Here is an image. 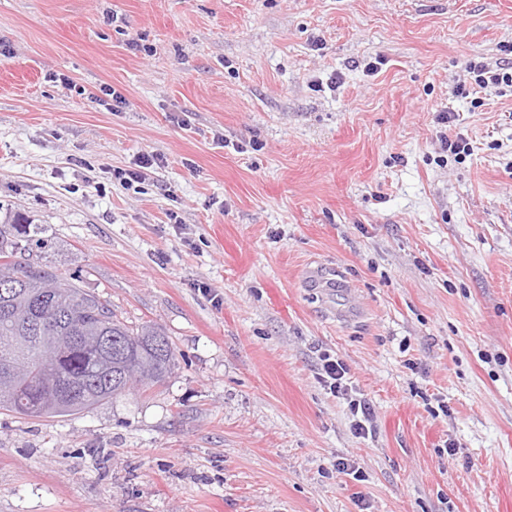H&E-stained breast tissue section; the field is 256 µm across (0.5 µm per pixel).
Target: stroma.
<instances>
[{
    "label": "stroma",
    "instance_id": "35a3bbf8",
    "mask_svg": "<svg viewBox=\"0 0 512 512\" xmlns=\"http://www.w3.org/2000/svg\"><path fill=\"white\" fill-rule=\"evenodd\" d=\"M474 62L512 63V0H0L23 262L179 353L88 412L1 410L0 512H512V87ZM469 69L472 70L471 72L473 74H475L474 81L479 88L502 84L512 86V66L492 69L481 64H470ZM508 69H510V72L507 71ZM321 367L318 372V379L331 394L335 396H348V387L344 383L345 374H347L346 365L330 353H324L321 356ZM349 406L352 416L354 418L352 424L354 431L362 436L368 435L371 428V425L369 426L370 428H368V426L366 425V423H370L371 421V409L368 402H366V400L362 398L353 399L351 397L349 401ZM359 412L361 414L360 417H358Z\"/></svg>",
    "mask_w": 512,
    "mask_h": 512
}]
</instances>
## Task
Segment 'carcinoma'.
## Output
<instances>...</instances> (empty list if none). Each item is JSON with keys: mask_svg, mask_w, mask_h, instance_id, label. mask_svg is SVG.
Wrapping results in <instances>:
<instances>
[{"mask_svg": "<svg viewBox=\"0 0 512 512\" xmlns=\"http://www.w3.org/2000/svg\"><path fill=\"white\" fill-rule=\"evenodd\" d=\"M30 226L20 215L0 222V409L21 417L65 416L165 381L177 353L160 327L128 326L97 295L15 259L32 241ZM45 296L60 313L50 323L57 333L89 337L57 362L58 379L74 392L66 404L45 399L41 332L32 327L43 315L33 306Z\"/></svg>", "mask_w": 512, "mask_h": 512, "instance_id": "carcinoma-1", "label": "carcinoma"}]
</instances>
